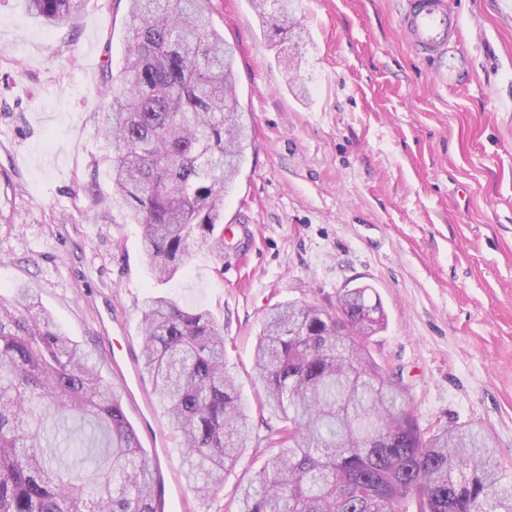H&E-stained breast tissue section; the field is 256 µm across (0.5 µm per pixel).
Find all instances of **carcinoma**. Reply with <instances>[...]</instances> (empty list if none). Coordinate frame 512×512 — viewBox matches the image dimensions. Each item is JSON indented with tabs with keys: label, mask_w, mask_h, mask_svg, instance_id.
Returning a JSON list of instances; mask_svg holds the SVG:
<instances>
[{
	"label": "carcinoma",
	"mask_w": 512,
	"mask_h": 512,
	"mask_svg": "<svg viewBox=\"0 0 512 512\" xmlns=\"http://www.w3.org/2000/svg\"><path fill=\"white\" fill-rule=\"evenodd\" d=\"M208 0H128L123 67L111 77L103 135L112 203L142 227L154 278L167 283L197 242L224 256V195L252 127L236 97L234 51ZM83 0H29L55 25ZM288 28L294 0H252ZM34 289L0 298V512H167L160 465L142 447L96 359L47 312ZM380 300L346 288L336 307L283 303L254 352L280 421L260 436L226 371L224 326L171 297L147 298L142 364L176 433L186 482L217 497L253 440L268 449L238 512H512V469L481 424L420 428L407 388L370 351Z\"/></svg>",
	"instance_id": "1"
}]
</instances>
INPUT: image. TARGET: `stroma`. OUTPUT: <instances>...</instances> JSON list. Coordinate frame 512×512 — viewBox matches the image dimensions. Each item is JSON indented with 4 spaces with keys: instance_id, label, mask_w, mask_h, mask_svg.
<instances>
[{
    "instance_id": "stroma-1",
    "label": "stroma",
    "mask_w": 512,
    "mask_h": 512,
    "mask_svg": "<svg viewBox=\"0 0 512 512\" xmlns=\"http://www.w3.org/2000/svg\"><path fill=\"white\" fill-rule=\"evenodd\" d=\"M287 37L251 0H210L236 48L254 124L224 198V255L192 247L168 283L145 264L140 225L112 204L103 137L110 72L124 63L127 0H86L56 27L0 0V296L38 293L104 381L142 347L151 295L224 324L227 368L248 405L268 310L380 297L370 349L407 389L419 425L482 423L512 464V0H453L468 76L452 85L399 26L400 0H296ZM295 55L292 72L278 63ZM127 415L158 458L170 512H236L266 449L248 444L217 500L187 485L164 406L143 379Z\"/></svg>"
}]
</instances>
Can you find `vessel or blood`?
<instances>
[{
    "label": "vessel or blood",
    "instance_id": "obj_1",
    "mask_svg": "<svg viewBox=\"0 0 512 512\" xmlns=\"http://www.w3.org/2000/svg\"><path fill=\"white\" fill-rule=\"evenodd\" d=\"M400 26L420 54L439 62L444 81L457 82L465 58L460 20L448 0H401Z\"/></svg>",
    "mask_w": 512,
    "mask_h": 512
}]
</instances>
